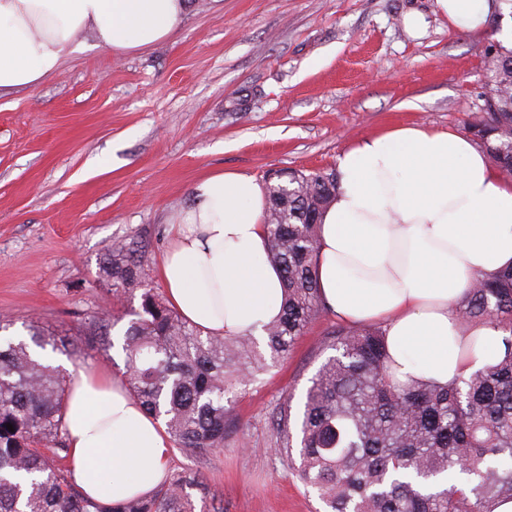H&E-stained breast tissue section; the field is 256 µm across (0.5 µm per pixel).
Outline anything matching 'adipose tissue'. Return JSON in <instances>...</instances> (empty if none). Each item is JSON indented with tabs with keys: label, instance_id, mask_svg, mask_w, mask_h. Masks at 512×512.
Segmentation results:
<instances>
[{
	"label": "adipose tissue",
	"instance_id": "ef3b65f1",
	"mask_svg": "<svg viewBox=\"0 0 512 512\" xmlns=\"http://www.w3.org/2000/svg\"><path fill=\"white\" fill-rule=\"evenodd\" d=\"M451 26L482 36L505 0H435ZM187 0H0V93L34 88L79 50V33L124 53L174 37ZM314 270L329 313L385 333L402 382L465 378L504 351V331L462 326L473 278L512 266V181L467 134L403 125L363 137L338 159ZM266 192L228 171L192 188L158 268L172 307L203 334L258 336L284 304L267 260ZM62 429L70 478L102 504L151 494L171 453L161 421L101 364L70 372Z\"/></svg>",
	"mask_w": 512,
	"mask_h": 512
}]
</instances>
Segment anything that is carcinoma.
Listing matches in <instances>:
<instances>
[{
  "instance_id": "1",
  "label": "carcinoma",
  "mask_w": 512,
  "mask_h": 512,
  "mask_svg": "<svg viewBox=\"0 0 512 512\" xmlns=\"http://www.w3.org/2000/svg\"><path fill=\"white\" fill-rule=\"evenodd\" d=\"M485 114L467 132L512 178V49H484ZM338 186L336 169L290 171L267 182V258L283 275L282 315L251 336L203 334L149 285L141 242L112 245L99 267L115 293L138 300L122 335L123 377L186 455L224 447L233 409L225 395L286 358L325 313L312 265L318 225ZM464 322L491 320L509 333L505 355L445 386L388 374L385 336L375 326L336 325L321 342L332 350L309 379L303 406L275 408L277 447L325 512H494L512 500V267L476 277L458 303ZM121 317L85 323L87 350L107 352ZM40 348L65 352L64 338L32 332ZM68 374L36 359L24 341L0 345V512H197L182 471L155 493L100 505L57 464L67 451L61 411ZM12 424L14 431L7 429Z\"/></svg>"
}]
</instances>
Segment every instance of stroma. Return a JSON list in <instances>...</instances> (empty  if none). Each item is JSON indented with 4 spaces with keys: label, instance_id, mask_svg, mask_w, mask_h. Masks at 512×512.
<instances>
[{
    "label": "stroma",
    "instance_id": "obj_1",
    "mask_svg": "<svg viewBox=\"0 0 512 512\" xmlns=\"http://www.w3.org/2000/svg\"><path fill=\"white\" fill-rule=\"evenodd\" d=\"M422 16L419 33L403 24ZM482 37L454 30L434 0H189L178 34L115 53L94 45L36 88L0 95V322L77 336L109 313L114 374L132 308L99 276L112 244L142 241L148 265L201 177L237 171L265 181L285 169L336 167L382 128L465 130L481 114ZM316 320L261 381L227 395L237 421L223 447L172 449L169 474L198 471L194 500L222 512H324L276 449L282 393L301 403L334 325Z\"/></svg>",
    "mask_w": 512,
    "mask_h": 512
}]
</instances>
